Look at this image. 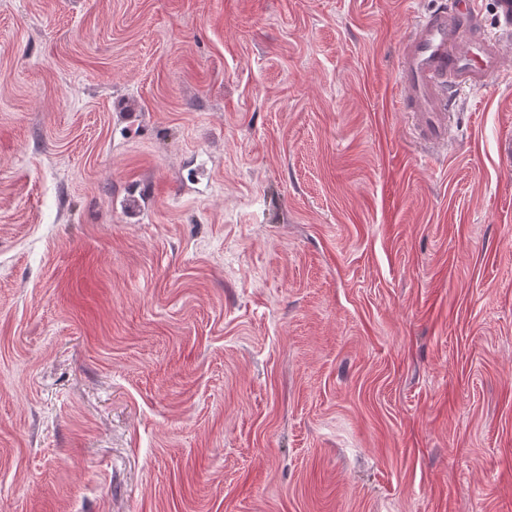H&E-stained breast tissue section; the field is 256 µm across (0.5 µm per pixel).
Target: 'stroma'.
<instances>
[{
	"label": "stroma",
	"instance_id": "35a3bbf8",
	"mask_svg": "<svg viewBox=\"0 0 512 512\" xmlns=\"http://www.w3.org/2000/svg\"><path fill=\"white\" fill-rule=\"evenodd\" d=\"M439 0H0V512H512V33L431 150Z\"/></svg>",
	"mask_w": 512,
	"mask_h": 512
}]
</instances>
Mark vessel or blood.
Instances as JSON below:
<instances>
[{
    "instance_id": "obj_1",
    "label": "vessel or blood",
    "mask_w": 512,
    "mask_h": 512,
    "mask_svg": "<svg viewBox=\"0 0 512 512\" xmlns=\"http://www.w3.org/2000/svg\"><path fill=\"white\" fill-rule=\"evenodd\" d=\"M501 73V40L485 30L476 0H443L403 39L401 102L405 111L421 117L422 138L440 146L450 133L452 93L486 88Z\"/></svg>"
}]
</instances>
